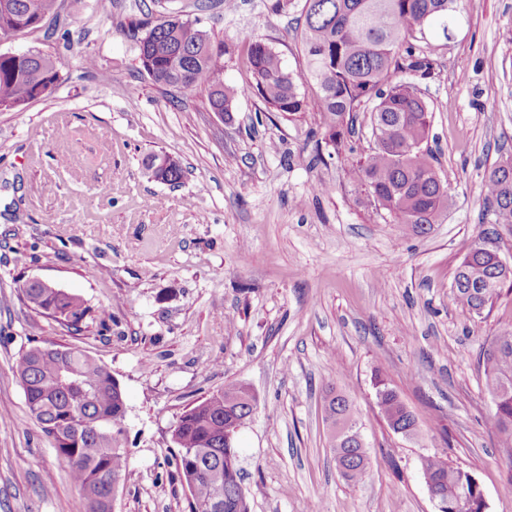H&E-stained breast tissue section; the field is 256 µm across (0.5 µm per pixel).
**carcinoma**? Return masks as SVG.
I'll return each instance as SVG.
<instances>
[{"instance_id": "carcinoma-1", "label": "carcinoma", "mask_w": 512, "mask_h": 512, "mask_svg": "<svg viewBox=\"0 0 512 512\" xmlns=\"http://www.w3.org/2000/svg\"><path fill=\"white\" fill-rule=\"evenodd\" d=\"M457 0H305L300 34L307 70L287 71L279 55L263 40L248 52L250 88L272 112L294 119L306 111L298 82L317 87L316 107L325 127V143L336 154L348 151L345 169L356 203L401 231L428 235L448 210V181L433 164L428 148L431 109L413 77H425L431 60L414 41L425 27L440 21L448 33V14ZM58 0H0V37L38 27L58 15ZM137 57L153 85L177 90L186 98L204 95L208 108L223 116L232 111L234 90L224 84V43L203 30L197 19L174 10L133 18ZM59 81L57 60L39 50L0 53V112L49 98ZM370 113L374 147L366 155L348 144L354 118ZM148 175H164L170 185L182 182L185 170L167 154H151ZM484 216L491 224L512 227V155L492 164L481 183ZM478 236L468 247L452 281V300L476 314L492 308L504 284L512 280L492 259L480 255ZM22 297L33 310L48 316L61 312L59 323L81 328L86 319L105 323V311L93 310L74 293L51 292L24 283ZM484 388L494 404L493 427L502 443L512 446V326L498 331L483 351ZM15 373L29 412L50 438L57 457L71 474L87 512H112L116 489L128 473L122 448V390L106 365L73 348L52 343L22 352ZM377 404L389 428L413 437L418 421L392 386L388 374H374ZM256 397L243 384L230 383L193 404L173 433L176 469L191 495L190 512H247L241 484L234 423L254 413ZM326 420L332 427L330 448L336 468L350 482L362 480L369 455L354 415L351 398L329 391ZM427 490L458 512H482L485 504L471 484L469 472L437 456L422 458Z\"/></svg>"}]
</instances>
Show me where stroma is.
Returning a JSON list of instances; mask_svg holds the SVG:
<instances>
[{
  "instance_id": "stroma-1",
  "label": "stroma",
  "mask_w": 512,
  "mask_h": 512,
  "mask_svg": "<svg viewBox=\"0 0 512 512\" xmlns=\"http://www.w3.org/2000/svg\"><path fill=\"white\" fill-rule=\"evenodd\" d=\"M274 2H170L224 44V82L237 92L227 117L142 71L124 24L152 0H60L58 18L0 39V53L53 56L60 75L50 98L0 112V512H87L13 370L36 341L104 363L125 393L129 469L113 512H189L173 429L228 383L257 399L236 435L248 512H438L427 455L471 473L487 512H512V447L491 424L479 367L512 324V286L479 316L451 299L482 229L484 170L512 152V0H460L419 42L433 61L417 82L433 111L430 146L450 180L448 210L425 237L357 206L347 155L322 139L313 83L299 85L308 107L295 121L249 92L255 40L289 71L305 68L304 0L283 12ZM158 151L182 164L180 186L148 176ZM318 182L329 193L315 194ZM33 278L109 320L74 332L36 313L21 296ZM379 368L416 415V436L382 416ZM330 388L357 409L370 456L358 483L332 459Z\"/></svg>"
}]
</instances>
